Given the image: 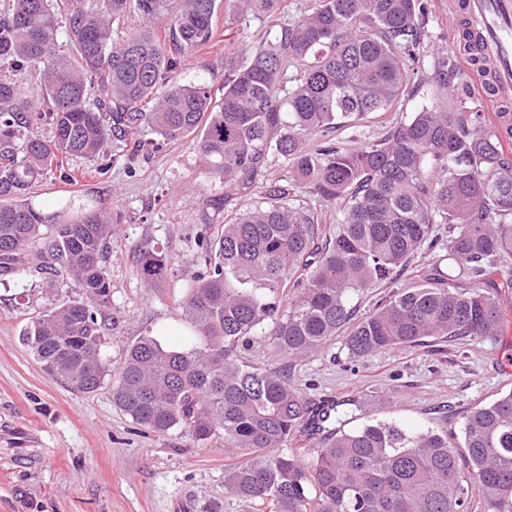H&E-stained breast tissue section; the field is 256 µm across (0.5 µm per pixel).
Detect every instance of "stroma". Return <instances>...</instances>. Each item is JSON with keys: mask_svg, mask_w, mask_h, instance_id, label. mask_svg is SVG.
Instances as JSON below:
<instances>
[{"mask_svg": "<svg viewBox=\"0 0 512 512\" xmlns=\"http://www.w3.org/2000/svg\"><path fill=\"white\" fill-rule=\"evenodd\" d=\"M426 2L424 55L442 50L466 68L463 12L450 11L449 0ZM223 70V54L205 48L184 61L177 80L211 79L219 96ZM287 183V164L269 158L233 207L250 210L265 201L270 187ZM223 196V183L205 173L188 138L136 154L128 141L115 140L107 157L70 160L67 173H45L30 189L28 202L44 213L106 210L119 216L104 259L114 314L104 350L111 366L139 336L173 343L184 332L180 303L199 271L197 236L217 228L215 204ZM145 246L163 249L173 261L168 277L152 288L139 272L138 251ZM429 263L428 253H418L396 281L355 297L358 313L396 289L414 287ZM73 294L63 275L0 277V512H203L212 502L221 512H254L224 483L247 449L231 450L219 440L199 445L177 430L155 435L113 403L110 385L87 395L43 370L20 333L33 316ZM501 304L508 323L503 335L461 337L434 352L385 350L354 361L339 336L292 362L291 381L310 396L363 397L365 410L344 416L347 429L368 420L406 429L444 423L460 435L471 408L512 391V368L503 366L512 359V291L502 294Z\"/></svg>", "mask_w": 512, "mask_h": 512, "instance_id": "stroma-1", "label": "stroma"}]
</instances>
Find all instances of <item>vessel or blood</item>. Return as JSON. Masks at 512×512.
<instances>
[{
    "mask_svg": "<svg viewBox=\"0 0 512 512\" xmlns=\"http://www.w3.org/2000/svg\"><path fill=\"white\" fill-rule=\"evenodd\" d=\"M469 13L480 28L473 48L490 61L489 84L498 98H512V0H467Z\"/></svg>",
    "mask_w": 512,
    "mask_h": 512,
    "instance_id": "obj_1",
    "label": "vessel or blood"
}]
</instances>
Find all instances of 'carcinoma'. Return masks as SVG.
Instances as JSON below:
<instances>
[{"label": "carcinoma", "mask_w": 512, "mask_h": 512, "mask_svg": "<svg viewBox=\"0 0 512 512\" xmlns=\"http://www.w3.org/2000/svg\"><path fill=\"white\" fill-rule=\"evenodd\" d=\"M69 2L65 50L58 0L0 6V275L29 266L27 249L48 228L54 271L75 289L21 334L43 369L85 394L111 378L113 402L157 435L181 430L198 443L248 449L225 486L266 512H473L471 486L484 512H512V391L470 410L460 447L446 427L409 433L368 421L330 433L340 403L310 399L281 367L254 368L237 355L267 323L290 359L342 332L353 357L431 337L502 334L501 304L477 284L512 259V156L467 96L469 75L443 51L425 61V0H310L273 38L224 53L218 100L208 81L181 84L173 73L214 44L219 6L243 23L276 12L281 0H103L96 12ZM133 8L170 16L168 38L112 40V25ZM290 62L301 72L286 90ZM26 69L39 72V102L13 79ZM426 72L443 104L375 138L307 147L312 135L403 111ZM145 119L165 141L194 136L226 199L251 188L268 155L284 158L289 187L336 209V230L323 238L321 216L282 202L286 190L276 186L267 205L224 216L220 230L196 241L202 270L181 305L180 339L166 345L140 336L112 371L101 321L111 298L102 257L112 217L47 215L26 196L51 167L106 157L111 138L134 135ZM38 121L51 126V140L33 133ZM438 224L448 225L446 243ZM424 249L433 259L419 284L352 322V298L395 279ZM138 261L150 287L172 269L151 248L140 249ZM463 281L476 287L461 291ZM298 436L318 442L315 455L281 451Z\"/></svg>", "instance_id": "carcinoma-1"}]
</instances>
